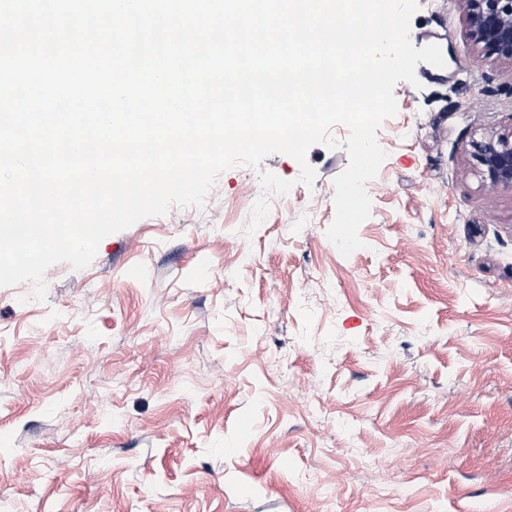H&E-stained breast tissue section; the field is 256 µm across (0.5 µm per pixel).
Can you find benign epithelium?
Returning <instances> with one entry per match:
<instances>
[{
	"label": "benign epithelium",
	"mask_w": 512,
	"mask_h": 512,
	"mask_svg": "<svg viewBox=\"0 0 512 512\" xmlns=\"http://www.w3.org/2000/svg\"><path fill=\"white\" fill-rule=\"evenodd\" d=\"M471 45L512 64V0H456ZM488 187L512 189V131L492 133L474 144Z\"/></svg>",
	"instance_id": "1"
}]
</instances>
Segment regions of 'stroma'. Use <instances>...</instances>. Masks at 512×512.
Returning a JSON list of instances; mask_svg holds the SVG:
<instances>
[{"label": "stroma", "instance_id": "stroma-1", "mask_svg": "<svg viewBox=\"0 0 512 512\" xmlns=\"http://www.w3.org/2000/svg\"><path fill=\"white\" fill-rule=\"evenodd\" d=\"M418 3L448 73L395 87L361 249L316 145L313 186L238 165L43 298L0 287V512H512V190L472 148L512 131V65ZM263 170L293 187L248 237Z\"/></svg>", "mask_w": 512, "mask_h": 512}]
</instances>
